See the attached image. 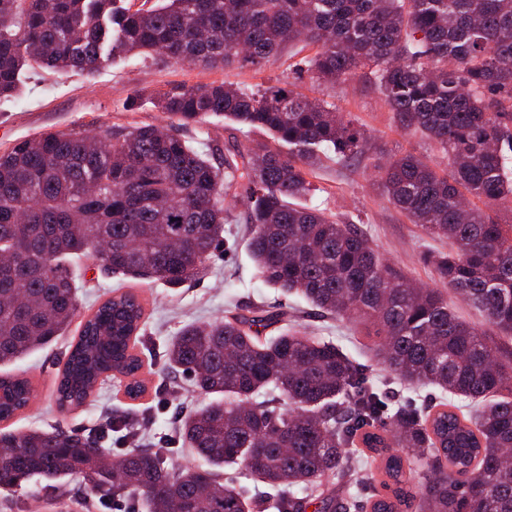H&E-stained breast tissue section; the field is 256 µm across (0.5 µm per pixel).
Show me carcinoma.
Wrapping results in <instances>:
<instances>
[{"label":"carcinoma","mask_w":512,"mask_h":512,"mask_svg":"<svg viewBox=\"0 0 512 512\" xmlns=\"http://www.w3.org/2000/svg\"><path fill=\"white\" fill-rule=\"evenodd\" d=\"M119 0H0V97L37 66L91 76L117 58L160 55L203 68H260L293 48L312 83L368 76L406 132L438 144L443 170L407 152L376 165L381 196L424 233L448 242L425 255L434 278L512 338V0H162L135 10ZM178 124L209 116L247 126L252 139L216 163L174 131L107 127L44 132L0 154V365L62 336L78 312L71 257L113 272L181 286L205 274L230 223L224 192L247 209L248 248L261 278L318 311L372 329L395 379L437 387L476 406L398 404L381 395L335 344L291 329L264 336L277 314L260 309L182 329L169 367L220 399L185 412L180 436L208 464L170 469L158 448L104 463L103 435L4 424L33 397L23 375H0V489L33 477L79 478L99 497L140 496L145 512H512V373L500 346L462 321L437 288H419L383 262L364 230L295 200L323 159L347 162L363 138L336 104L296 86L248 90L221 82L177 85L153 97ZM96 192L85 194L83 183ZM145 310L123 292L97 306L55 390L60 411L89 400L104 377L142 393L134 353ZM279 394L288 408L269 407ZM372 466L351 470V460ZM237 465L279 491L258 503L215 469ZM354 489L337 502L327 481Z\"/></svg>","instance_id":"cac0c4a2"}]
</instances>
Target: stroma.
Wrapping results in <instances>:
<instances>
[{"label": "stroma", "mask_w": 512, "mask_h": 512, "mask_svg": "<svg viewBox=\"0 0 512 512\" xmlns=\"http://www.w3.org/2000/svg\"><path fill=\"white\" fill-rule=\"evenodd\" d=\"M279 79L303 90L310 87L308 74L293 67L285 57L258 71L235 66L208 70L140 57L107 66L91 78L36 70L31 72L20 95L0 99V153L17 141L49 130L94 135L106 126H172L171 118L155 108L153 96L175 85L226 82L253 90ZM137 91L142 94L139 107L126 109L127 97ZM318 95L336 104L360 130L366 144L362 156L347 165L328 163L313 174L316 192L310 197V204L340 220L359 224L385 262L418 286L435 287L431 270L422 263L421 255L443 249L444 244L427 236L381 198L375 185L374 165L381 156H399L412 150L437 161L440 151L420 135L402 131L376 87L364 78L321 88ZM177 132L206 154H226L249 142L241 126L220 116L178 127ZM224 205L231 211L232 222L224 227L223 250L209 259L206 275L181 287L169 288L158 282L107 273L90 258L82 259L74 271L81 314L90 313L117 288L133 292L143 302L145 326L135 352L143 364L140 378L144 394L129 399L123 383L109 378L99 385L92 402L59 413L53 390L77 334L72 328L15 363V370L31 379L34 398L29 408L9 421V428L48 430L59 426L81 435L101 431L105 434L106 455L115 460L131 451L132 444L123 430L110 428L109 421L125 415L138 422L141 444L162 449L168 465L196 464V457L178 439L175 428L181 412L205 404L206 399L194 392L188 375L171 372L166 356L168 344L186 324L211 323L223 319L229 311L248 316L255 309L272 306L287 312L307 335L343 348L367 383L384 387L388 404L402 400L431 407L443 400V393L432 387L408 389L384 383L372 351L373 340L361 325L320 316L303 298L267 287L257 276L245 247L248 224L244 204L228 195ZM0 512H104V508L102 501L81 491L77 482L53 487L35 479L21 488L0 491Z\"/></svg>", "instance_id": "obj_1"}]
</instances>
